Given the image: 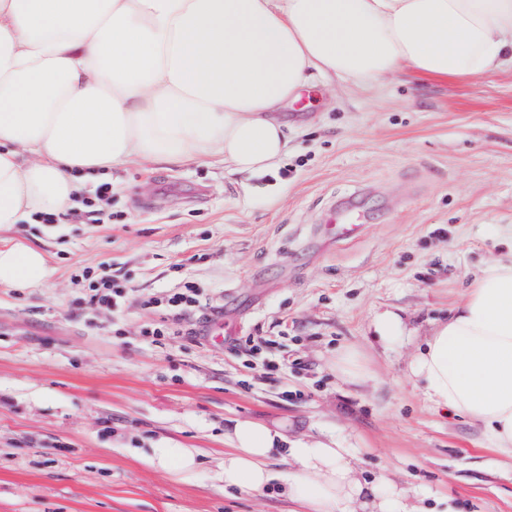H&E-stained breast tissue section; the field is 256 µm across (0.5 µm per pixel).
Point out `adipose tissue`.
Instances as JSON below:
<instances>
[{
    "label": "adipose tissue",
    "mask_w": 512,
    "mask_h": 512,
    "mask_svg": "<svg viewBox=\"0 0 512 512\" xmlns=\"http://www.w3.org/2000/svg\"><path fill=\"white\" fill-rule=\"evenodd\" d=\"M512 70V0H0V230L68 209L117 165L223 163L244 176L293 151L282 106L323 78L367 87L406 69L432 81ZM42 249L0 245V288L51 274ZM435 412L479 423L512 458V259L484 267L412 354ZM224 485L263 494L273 457L301 512H427L361 478L334 436L238 420ZM194 448L152 447L181 478Z\"/></svg>",
    "instance_id": "ef3b65f1"
}]
</instances>
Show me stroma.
Masks as SVG:
<instances>
[{
    "instance_id": "1",
    "label": "stroma",
    "mask_w": 512,
    "mask_h": 512,
    "mask_svg": "<svg viewBox=\"0 0 512 512\" xmlns=\"http://www.w3.org/2000/svg\"><path fill=\"white\" fill-rule=\"evenodd\" d=\"M283 116L295 150L277 170L119 166L110 221L0 231L52 267L37 287L0 288V512H292L279 483L225 488L235 419L336 435L365 480L423 492L430 512H512V460L434 413L407 371L469 282L512 256V71H399L372 91L316 79ZM334 208L355 235L325 237ZM103 262L133 290L118 322L81 304L74 279ZM185 275L213 289L224 333L152 343L141 298ZM386 309L416 330L389 349L370 329ZM347 345L369 359L363 385L336 379ZM158 444L201 449L194 474L143 465Z\"/></svg>"
}]
</instances>
